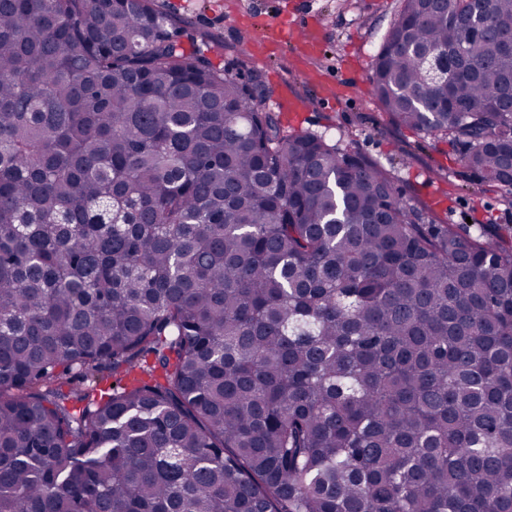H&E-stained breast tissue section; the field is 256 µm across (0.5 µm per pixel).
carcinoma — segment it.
I'll use <instances>...</instances> for the list:
<instances>
[{"mask_svg":"<svg viewBox=\"0 0 512 512\" xmlns=\"http://www.w3.org/2000/svg\"><path fill=\"white\" fill-rule=\"evenodd\" d=\"M510 36L402 0L371 83L512 195ZM250 74L153 0H0V512H512V244Z\"/></svg>","mask_w":512,"mask_h":512,"instance_id":"cac0c4a2","label":"carcinoma"}]
</instances>
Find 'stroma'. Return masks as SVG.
<instances>
[{
	"mask_svg": "<svg viewBox=\"0 0 512 512\" xmlns=\"http://www.w3.org/2000/svg\"><path fill=\"white\" fill-rule=\"evenodd\" d=\"M155 7L212 36L208 55L223 68L236 61L241 26L257 32L288 20L320 28L323 53L264 43L250 58L272 90L266 109L284 130L323 133L364 154L391 173L408 203L460 235L484 229L512 242V199L464 172L446 140L390 122L373 95L375 56L400 0H155Z\"/></svg>",
	"mask_w": 512,
	"mask_h": 512,
	"instance_id": "1",
	"label": "stroma"
}]
</instances>
